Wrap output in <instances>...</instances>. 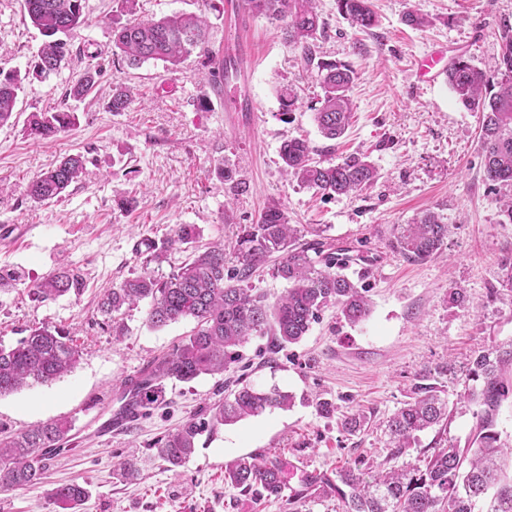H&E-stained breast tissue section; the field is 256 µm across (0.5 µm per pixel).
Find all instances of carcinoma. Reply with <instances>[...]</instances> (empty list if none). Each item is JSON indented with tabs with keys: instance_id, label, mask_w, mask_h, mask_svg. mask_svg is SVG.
Instances as JSON below:
<instances>
[{
	"instance_id": "obj_1",
	"label": "carcinoma",
	"mask_w": 512,
	"mask_h": 512,
	"mask_svg": "<svg viewBox=\"0 0 512 512\" xmlns=\"http://www.w3.org/2000/svg\"><path fill=\"white\" fill-rule=\"evenodd\" d=\"M246 9L268 21L281 22L283 39L301 48L304 59H313V42L323 30L315 0H244ZM339 11L352 24L369 29L375 24L370 0H337ZM24 10L47 41L41 46L35 68L54 74L69 48L56 39L85 24L83 0H23ZM501 54L497 72L490 76L462 57L447 71V81L463 105L482 112L481 140L483 170L487 182L512 188V23L500 25ZM112 43L131 65L162 61L179 65L194 52L206 53V21L191 14H174L159 19L135 20L112 27ZM100 70H87L70 89L75 97L86 95L97 83ZM317 77L324 90L315 120L327 139L340 137L349 125V91L354 71L346 64L322 62ZM22 89L17 74L0 77V125L8 123ZM129 91L118 87L109 108H128ZM76 123L71 112H41L31 119L29 135L48 139ZM286 171L301 185L323 195H349L370 186L377 177L373 164L362 156H348L339 163L313 157L307 141L286 139L280 147ZM85 173L82 156L62 159L37 175L28 185V195L38 201L59 198ZM308 230L291 224L281 205L272 203L254 224L240 227L232 246L235 265H227L226 249L194 246L200 230L182 224L168 245L144 243L138 250L141 272L107 291L100 311L115 316L123 308L149 300L146 323L161 328L181 319L196 326L172 352L152 362L139 379L125 390V407L148 410L163 397L169 380L189 382L201 375L224 372L238 356V348L254 336L271 334L279 346L299 342L321 312L332 305L344 320L357 325L370 314L365 289L358 286L344 268L349 257L329 253L317 261L320 243L302 242ZM448 240V225L438 214L428 211L396 229L393 248L406 260L420 262L441 253ZM193 245L191 255L177 270L164 275L159 266L167 247ZM280 258L276 275L288 281L286 294L275 304L246 287L257 270L271 257ZM498 283L512 289V246L504 248ZM80 276L62 268L36 285L35 294L53 300L81 288ZM80 358L70 333L43 324L29 329L11 348L0 347V396L24 386L52 383L72 371ZM512 367V342L477 354L469 363L464 392L459 401L475 404L477 424L468 445L444 444L432 452H422L423 464L378 467L362 470L348 466L341 470L310 474L297 497L335 498L342 512H475L479 500L486 501L483 512H512V476L506 473L512 461V447L501 439L496 416L508 397L509 386L503 372ZM444 389L430 372L419 375L411 396L386 421L391 459L397 460L417 447L419 435L448 423L453 410L443 397ZM293 396L273 388L264 391L244 384L212 408L213 425L233 424L274 409H288ZM370 422L358 410L344 416L342 425L350 434L362 431ZM72 421L61 418L0 440V492L25 488L41 482L49 454L68 442ZM201 424L191 419L168 434L156 452L170 467H180L195 450ZM288 463L280 456L251 454L227 465L224 482L260 501L278 497L285 487ZM88 496L77 482L60 484L50 498L62 512H78Z\"/></svg>"
}]
</instances>
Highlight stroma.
<instances>
[{"label": "stroma", "mask_w": 512, "mask_h": 512, "mask_svg": "<svg viewBox=\"0 0 512 512\" xmlns=\"http://www.w3.org/2000/svg\"><path fill=\"white\" fill-rule=\"evenodd\" d=\"M226 0H137L133 13H117L115 0H85L86 26L69 41L59 71L30 74L43 42L25 15L23 0H0V72L22 75L14 117L0 126V270L23 274L0 290V346L9 348L40 324L69 329L80 361L63 380L0 396V437L66 417L74 428L69 449L52 456L44 483L0 493V512H57L54 484L76 481L89 491L81 512H340L336 499L293 501L311 473L390 454L386 420L408 400L419 374L434 371L449 400L475 353L512 341V291L498 287V264L512 243V224L483 176L481 114L464 107L446 79L419 84L413 69L425 52L444 48L495 74L499 26L512 19V0H372L377 24L359 30L336 0H317L324 31L313 62L286 44L279 28L248 12L226 11ZM419 10L431 24L407 25ZM196 13L208 21V54H192L176 67L129 65L112 46L113 22ZM229 67L223 86L241 109L228 112L212 83V54ZM344 63L355 79L352 118L345 133L326 139L314 120L323 90L317 62ZM103 72L84 97L70 88L85 70ZM133 98L123 112L109 109L116 86ZM293 85L297 101L282 117L280 90ZM72 112L77 122L46 140L27 124L37 112ZM306 139L317 159L367 157L375 182L353 195H323L287 177L280 146ZM82 154L86 172L61 198L39 202L29 182L63 157ZM232 171L245 189L224 179ZM136 200L124 210L119 201ZM278 202L292 223L316 230L326 246H348L358 259L348 275L368 291L371 313L358 325L326 308L296 344L276 347L255 337L224 373L191 382H167L164 401L141 413L128 429L99 436V414L122 405L129 379L172 351L194 328L186 319L161 329L146 321L148 301L111 320L98 302L104 291L139 273L140 242L163 243L180 224H195L201 243L233 238ZM448 224L444 256L406 261L391 247L396 225L425 211ZM83 278L80 292L37 300L35 285L60 266ZM458 289L463 299L451 303ZM123 333H112L113 324ZM278 387L295 397L275 409L231 425L207 428L183 466L169 468L153 443L189 416L209 409L238 384ZM332 403L323 414L318 402ZM371 414L364 432L347 433L354 410ZM279 454L288 461L279 497L253 503L224 481L238 457ZM136 462L139 475L121 476L120 462Z\"/></svg>", "instance_id": "obj_1"}]
</instances>
